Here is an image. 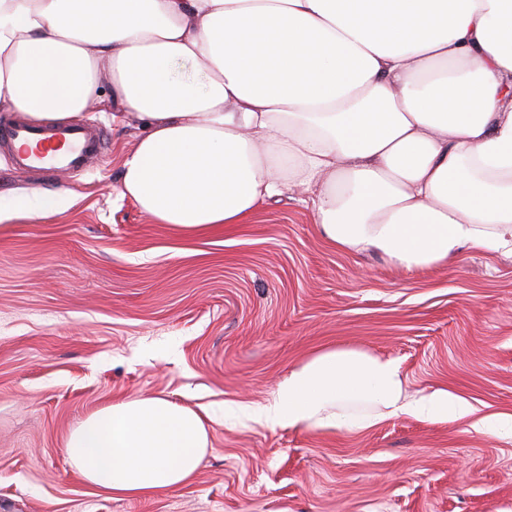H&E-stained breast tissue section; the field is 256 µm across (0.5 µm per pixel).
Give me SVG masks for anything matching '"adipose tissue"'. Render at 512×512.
<instances>
[{
	"label": "adipose tissue",
	"mask_w": 512,
	"mask_h": 512,
	"mask_svg": "<svg viewBox=\"0 0 512 512\" xmlns=\"http://www.w3.org/2000/svg\"><path fill=\"white\" fill-rule=\"evenodd\" d=\"M109 81L139 123L122 196L208 232L294 189L325 239L413 270L512 250V0H0V107L76 119ZM407 413L512 415L408 397L399 364L315 352L257 409L272 426L364 429ZM202 418L160 396L97 409L64 442L88 484L128 498L189 484Z\"/></svg>",
	"instance_id": "adipose-tissue-1"
}]
</instances>
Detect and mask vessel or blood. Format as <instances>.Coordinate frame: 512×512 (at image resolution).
I'll return each mask as SVG.
<instances>
[{"mask_svg":"<svg viewBox=\"0 0 512 512\" xmlns=\"http://www.w3.org/2000/svg\"><path fill=\"white\" fill-rule=\"evenodd\" d=\"M0 146L10 149L22 173L73 175L110 149L102 126L89 123L35 124L15 116L0 120Z\"/></svg>","mask_w":512,"mask_h":512,"instance_id":"vessel-or-blood-1","label":"vessel or blood"}]
</instances>
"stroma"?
<instances>
[{
	"label": "stroma",
	"mask_w": 512,
	"mask_h": 512,
	"mask_svg": "<svg viewBox=\"0 0 512 512\" xmlns=\"http://www.w3.org/2000/svg\"><path fill=\"white\" fill-rule=\"evenodd\" d=\"M80 116L111 149L80 176L31 177L0 151V512H512V438L469 420L388 417L304 430L252 410L314 351L395 359L409 395L512 413V254L470 247L418 270L329 244L291 193L220 235H184L120 193L136 118L111 88ZM59 192L49 217L14 212ZM160 394L209 446L168 494L120 498L63 451L95 409Z\"/></svg>",
	"instance_id": "1"
}]
</instances>
